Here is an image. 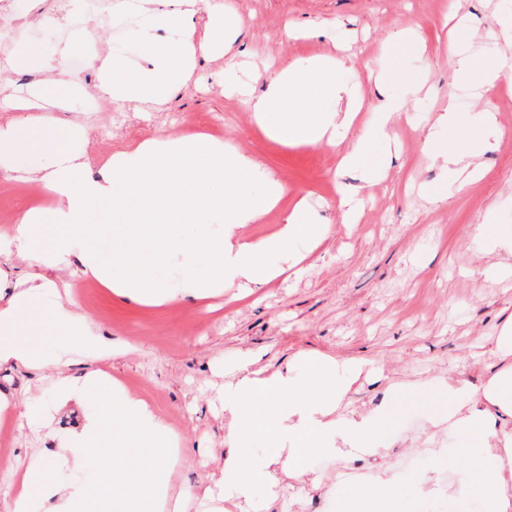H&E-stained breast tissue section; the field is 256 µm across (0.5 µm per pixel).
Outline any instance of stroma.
Instances as JSON below:
<instances>
[{"instance_id": "1", "label": "stroma", "mask_w": 512, "mask_h": 512, "mask_svg": "<svg viewBox=\"0 0 512 512\" xmlns=\"http://www.w3.org/2000/svg\"><path fill=\"white\" fill-rule=\"evenodd\" d=\"M504 0H224L228 13L243 20L228 54L196 53L189 79L175 86L165 102H133L118 107L105 102L90 111L83 97L97 82L95 69L76 71V83L56 91L62 122L81 127L75 148L85 151L97 174L113 154L148 139L208 133L248 156L252 167L241 174L254 194L269 179L288 192L280 205L251 234H274L289 213L299 221L328 225L316 248L296 242L293 255H305L306 271L285 270L283 256L268 263L283 274L264 288L236 299V287L202 300L175 298L160 306L139 305L113 296L82 276L78 254L54 259L43 269L26 259L13 262L14 276L45 271L74 283V297L95 330L112 341V358L90 361L75 357L73 375L100 370L124 381L184 436L188 454L205 459L229 453L224 430V385L235 380L246 356L258 367L287 370L295 380L307 374L308 356L335 358L349 389L338 412L375 413L390 417L375 438L381 460L395 478L393 491L401 512H483L493 478L482 467L480 439L473 431L443 423L430 432L434 418H445L450 402L448 372L456 370L470 390L483 388L499 369L492 351L504 323L512 319V279H498L490 267L500 260L502 244L512 241V112L497 110L500 98L512 99V67L495 87L476 94L448 61L444 17L465 20L475 32L467 49L475 55L512 59V41L501 35L496 15ZM79 0H0V19L20 30L12 52L29 44L46 45L47 32L66 27ZM47 23H37L33 14ZM143 20L133 10L128 25L130 48L112 43V31L97 25L96 43L109 46L126 67L145 65L154 38L183 42V29L162 26L145 37ZM301 38L289 39L286 27ZM416 29L421 51L406 49L397 33ZM345 53L351 65L348 81L359 84L364 99L359 121L372 116L380 97L396 94L405 110L394 131L399 155L386 173L372 164L341 170L339 158L348 142L336 145L286 146L255 123L237 90L247 85L263 91L267 78L292 62ZM412 78L411 85L390 80L391 71ZM456 93L466 135L491 143L482 161L484 178L459 189L453 173L432 165L423 152L431 130L427 115L441 111ZM496 111L497 125L485 128V111ZM111 123L112 136L99 128ZM447 195L444 206L432 204L426 190ZM357 202L352 222L342 223V195ZM482 241H475L476 232ZM0 390L18 404L33 403L29 423H0V451L31 461L46 449L64 444L84 421V409L59 408L49 373L19 366L0 372ZM434 452L419 465H405L426 437ZM372 455L312 456L309 467L323 481L321 489L302 485L301 498L290 497V484L276 495L256 487L249 512H349L342 492L349 481L340 470L372 469Z\"/></svg>"}]
</instances>
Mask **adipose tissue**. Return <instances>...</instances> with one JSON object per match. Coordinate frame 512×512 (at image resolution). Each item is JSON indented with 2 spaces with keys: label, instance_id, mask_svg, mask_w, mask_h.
Wrapping results in <instances>:
<instances>
[{
  "label": "adipose tissue",
  "instance_id": "1",
  "mask_svg": "<svg viewBox=\"0 0 512 512\" xmlns=\"http://www.w3.org/2000/svg\"><path fill=\"white\" fill-rule=\"evenodd\" d=\"M148 14L161 24L183 28L188 39L163 43L146 66L128 71L119 58L104 59L97 68L95 95L117 104L160 100L189 76L195 52L208 53L226 45L240 26L238 17L224 10L222 0H141ZM65 53L47 55L30 45L7 60L5 69L18 67L48 74L53 87L70 85ZM450 63L477 88L493 86L504 60L453 53ZM343 60L316 57L307 63H289L268 78L262 93L242 89L256 124L285 145L335 143L350 139L340 165H360L374 149L383 153V168L393 163L392 130L404 110L402 98L385 97L367 126L355 123L361 109L356 86L342 78ZM325 97L317 99L313 89ZM0 103L20 111V118L0 123V166L15 169L29 182H41L56 196L50 217L28 208L17 224L0 233V369L18 365L49 369L60 407L96 401L95 415L76 430L67 445L37 457L20 472L8 503V512H185L192 495L211 497L213 487L235 485L250 499L255 485L275 487L288 478L319 485L310 474L308 459L316 454L339 455L342 446L369 448L381 428L380 414L337 417L346 384L336 374V362L308 361L305 381L288 373L263 371L242 365L238 380L224 386V418L229 439L242 441L248 430H269L289 441L285 457L255 465L241 454L214 458L209 485L193 488L178 484L181 469L192 460L181 448V438L166 419L134 396L119 379L105 373L75 384L58 358L43 353L34 339L48 332L63 337L66 346L97 358L111 354L112 344L96 334L75 301L48 305L55 281L36 274L12 279L14 259L80 252L82 273L110 288L115 296L141 303L163 304L171 295L154 282L156 264L178 258L183 268L182 296L210 298L225 283L245 289L261 288L281 273L264 260L271 253H288L299 240L316 245L321 229L287 216L276 235L256 239L247 231L275 209L285 186L269 179L264 194L255 195L238 175L250 159L220 139L198 134L175 140L149 139L117 153L99 177H82L89 159L74 150L76 126H65L40 112L35 101L14 95L11 84H0ZM432 129L424 142L429 161L441 170H453L461 187L483 176L480 151L464 147L458 131L461 120L455 102L431 117ZM444 128L447 139L434 131ZM221 216L224 234L208 233L213 216ZM186 224L199 225L191 237ZM206 267H199V260ZM495 356L500 365L491 383L472 392L468 403L455 404L450 416L458 425L473 428L483 439L494 462V484L485 512H512V500L503 492L512 481V320L504 324ZM143 450L148 467H139L128 449ZM94 469L86 484L63 482L64 467Z\"/></svg>",
  "mask_w": 512,
  "mask_h": 512
}]
</instances>
